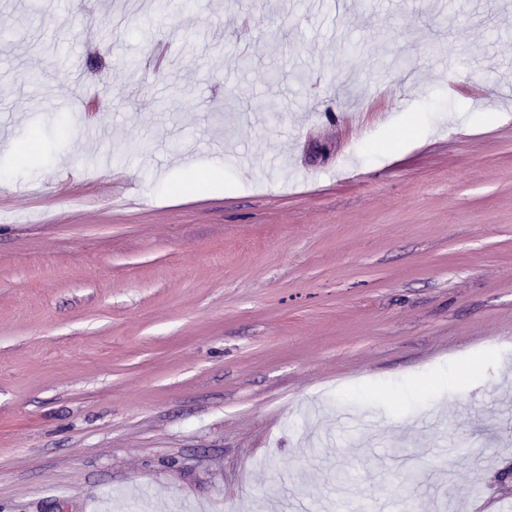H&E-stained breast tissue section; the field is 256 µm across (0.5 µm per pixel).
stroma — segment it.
Instances as JSON below:
<instances>
[{
  "instance_id": "1",
  "label": "stroma",
  "mask_w": 512,
  "mask_h": 512,
  "mask_svg": "<svg viewBox=\"0 0 512 512\" xmlns=\"http://www.w3.org/2000/svg\"><path fill=\"white\" fill-rule=\"evenodd\" d=\"M155 12L0 0V512L512 505V0Z\"/></svg>"
}]
</instances>
